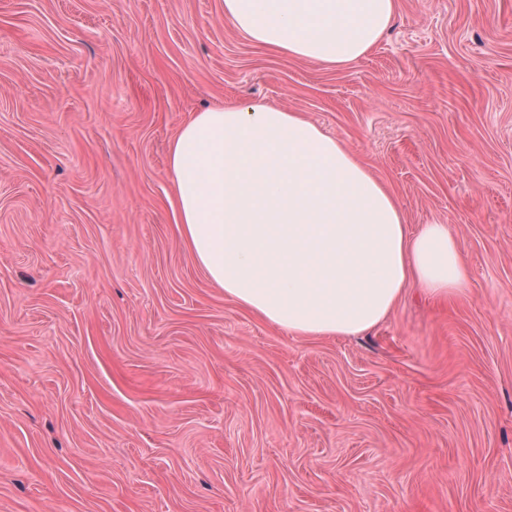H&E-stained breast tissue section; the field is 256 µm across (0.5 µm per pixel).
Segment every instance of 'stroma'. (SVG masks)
Instances as JSON below:
<instances>
[{"label": "stroma", "instance_id": "stroma-1", "mask_svg": "<svg viewBox=\"0 0 512 512\" xmlns=\"http://www.w3.org/2000/svg\"><path fill=\"white\" fill-rule=\"evenodd\" d=\"M255 103L447 225L465 291L355 337L225 297L168 153ZM0 512H512V0H400L345 68L224 0H0Z\"/></svg>", "mask_w": 512, "mask_h": 512}]
</instances>
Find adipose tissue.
Segmentation results:
<instances>
[{
  "instance_id": "adipose-tissue-1",
  "label": "adipose tissue",
  "mask_w": 512,
  "mask_h": 512,
  "mask_svg": "<svg viewBox=\"0 0 512 512\" xmlns=\"http://www.w3.org/2000/svg\"><path fill=\"white\" fill-rule=\"evenodd\" d=\"M398 0H224L253 43L346 67L380 39ZM181 234L226 297L301 337L357 336L411 283L445 300L465 259L446 225L409 233L388 189L302 113L227 105L196 113L169 157Z\"/></svg>"
}]
</instances>
